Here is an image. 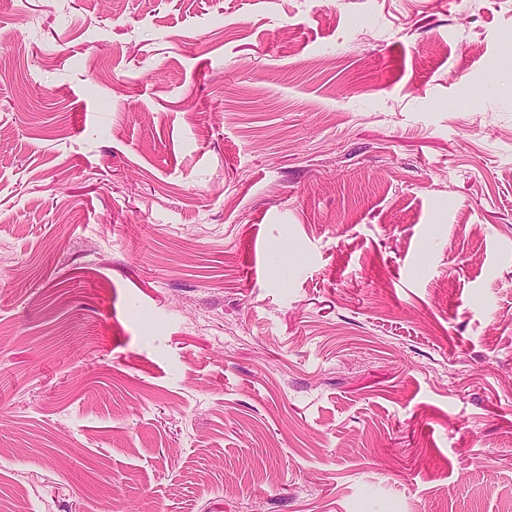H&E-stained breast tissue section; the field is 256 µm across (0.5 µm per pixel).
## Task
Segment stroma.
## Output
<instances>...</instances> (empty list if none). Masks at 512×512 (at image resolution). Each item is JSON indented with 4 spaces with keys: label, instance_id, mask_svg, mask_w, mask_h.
Here are the masks:
<instances>
[{
    "label": "stroma",
    "instance_id": "35a3bbf8",
    "mask_svg": "<svg viewBox=\"0 0 512 512\" xmlns=\"http://www.w3.org/2000/svg\"><path fill=\"white\" fill-rule=\"evenodd\" d=\"M0 512H512V0H0Z\"/></svg>",
    "mask_w": 512,
    "mask_h": 512
}]
</instances>
